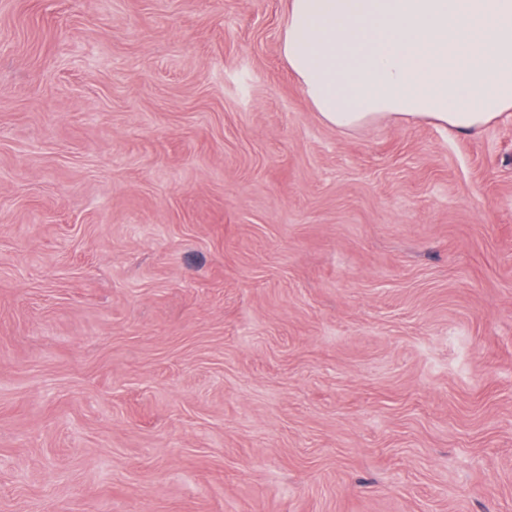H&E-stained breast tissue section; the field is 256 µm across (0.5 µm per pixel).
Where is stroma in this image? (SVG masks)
Returning <instances> with one entry per match:
<instances>
[{
	"mask_svg": "<svg viewBox=\"0 0 512 512\" xmlns=\"http://www.w3.org/2000/svg\"><path fill=\"white\" fill-rule=\"evenodd\" d=\"M288 0H0V512H512V112L323 123Z\"/></svg>",
	"mask_w": 512,
	"mask_h": 512,
	"instance_id": "obj_1",
	"label": "stroma"
}]
</instances>
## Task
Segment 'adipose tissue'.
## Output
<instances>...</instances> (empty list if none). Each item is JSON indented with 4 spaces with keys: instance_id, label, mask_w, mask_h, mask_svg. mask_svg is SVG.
<instances>
[{
    "instance_id": "adipose-tissue-1",
    "label": "adipose tissue",
    "mask_w": 512,
    "mask_h": 512,
    "mask_svg": "<svg viewBox=\"0 0 512 512\" xmlns=\"http://www.w3.org/2000/svg\"><path fill=\"white\" fill-rule=\"evenodd\" d=\"M280 53L328 125L476 132L512 110V0H288Z\"/></svg>"
}]
</instances>
